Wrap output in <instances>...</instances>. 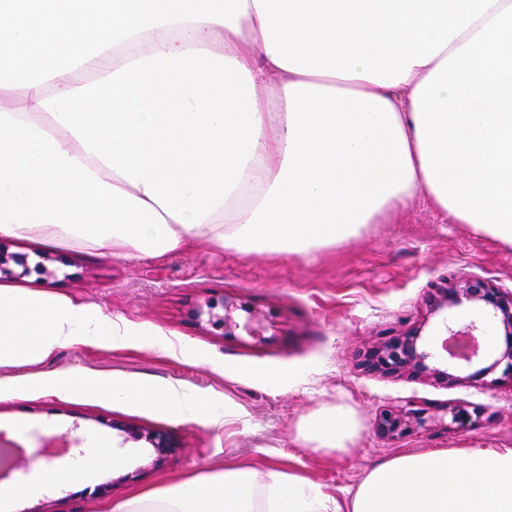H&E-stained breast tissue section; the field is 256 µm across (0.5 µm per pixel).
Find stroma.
Segmentation results:
<instances>
[{
  "instance_id": "stroma-1",
  "label": "stroma",
  "mask_w": 512,
  "mask_h": 512,
  "mask_svg": "<svg viewBox=\"0 0 512 512\" xmlns=\"http://www.w3.org/2000/svg\"><path fill=\"white\" fill-rule=\"evenodd\" d=\"M0 251L44 262L48 272L18 279L21 287L100 306L131 324L149 323L170 347L159 353L135 338L105 349L71 345L43 363L0 369L15 390L0 397V445L15 449L6 482L23 480L41 463L72 466V453L49 454L50 443L80 437L83 451L106 439L122 467L81 485L45 489L28 512H109L111 506L225 464L258 472H292L334 497L355 487L376 464L435 448L512 445V381L443 386L423 378L362 371L358 355L385 337L421 323L433 288L448 279L481 278L512 291V247L479 237L418 199L367 225L359 236L305 257L283 258L198 245L161 257L123 259L60 249L23 238H0ZM214 303L229 328L196 319ZM80 368L94 376L181 385L232 407V422L197 423L150 404L76 395L57 397L44 376ZM437 408L427 426L394 440L378 436L381 410L406 402ZM344 403L360 432L348 453H315L296 439L301 418L322 403ZM481 409L462 431L447 430L443 406ZM162 429L179 446L156 461L150 445L113 430Z\"/></svg>"
}]
</instances>
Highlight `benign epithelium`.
I'll list each match as a JSON object with an SVG mask.
<instances>
[{
    "label": "benign epithelium",
    "instance_id": "benign-epithelium-1",
    "mask_svg": "<svg viewBox=\"0 0 512 512\" xmlns=\"http://www.w3.org/2000/svg\"><path fill=\"white\" fill-rule=\"evenodd\" d=\"M33 271L41 275L46 269L40 262L31 268L25 257L0 251V280L27 276ZM462 306L476 310L478 318L458 324L454 310ZM427 308L428 316L438 318L446 332L441 350L427 345L420 324L388 336L368 349L359 366L370 373L421 376L446 386L481 383L502 366V375L512 380V292H503L481 279L447 280L433 289ZM488 323L494 324L504 336V348L494 358L482 353L479 341ZM445 412L448 428L457 431L471 423L472 415H480L479 409L470 412L460 405H449ZM427 422L425 409L399 406L380 413L377 432L395 439L426 426ZM138 436L150 444L159 462L175 448L171 435L161 430L140 432Z\"/></svg>",
    "mask_w": 512,
    "mask_h": 512
}]
</instances>
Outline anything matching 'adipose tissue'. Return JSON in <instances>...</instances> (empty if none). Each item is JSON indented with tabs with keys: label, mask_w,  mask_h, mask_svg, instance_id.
I'll return each mask as SVG.
<instances>
[{
	"label": "adipose tissue",
	"mask_w": 512,
	"mask_h": 512,
	"mask_svg": "<svg viewBox=\"0 0 512 512\" xmlns=\"http://www.w3.org/2000/svg\"><path fill=\"white\" fill-rule=\"evenodd\" d=\"M421 196L512 246V0H0V237L128 259L199 244L301 257ZM130 336L169 348L148 323L0 285V367ZM48 385L220 419L175 385L78 369ZM359 428L336 403L298 437L342 452ZM122 463L99 442L0 484V501ZM113 512H512V448L399 455L341 500L228 465Z\"/></svg>",
	"instance_id": "obj_1"
}]
</instances>
